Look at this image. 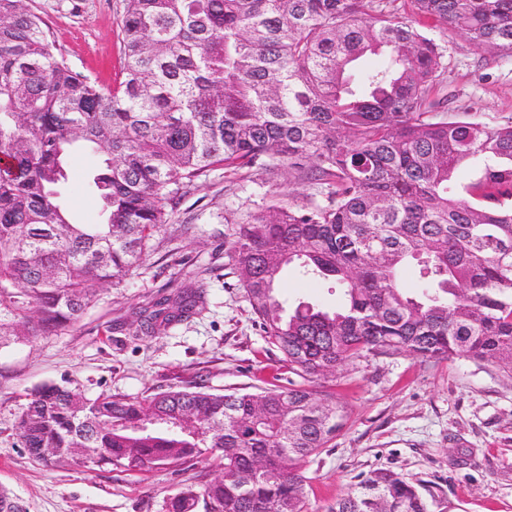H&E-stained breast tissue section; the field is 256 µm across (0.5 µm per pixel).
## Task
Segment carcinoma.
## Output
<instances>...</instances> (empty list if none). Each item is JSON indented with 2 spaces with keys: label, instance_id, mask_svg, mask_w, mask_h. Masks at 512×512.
<instances>
[{
  "label": "carcinoma",
  "instance_id": "1",
  "mask_svg": "<svg viewBox=\"0 0 512 512\" xmlns=\"http://www.w3.org/2000/svg\"><path fill=\"white\" fill-rule=\"evenodd\" d=\"M125 0L122 76L111 87L55 53L27 0H0V346L77 322L134 273L153 233L211 172L300 171L324 202L262 206L225 238L268 343L303 380L254 392L199 384L86 397L71 381L26 395L16 430L38 461L86 455L130 474L204 453L220 472L163 512H309L305 464L349 408L318 381L349 361L464 355L512 374V116L434 111L443 53L433 23L512 57V0ZM386 58L357 75L356 62ZM79 144L103 153L92 182L103 224L59 204ZM332 277V310L276 295L285 269ZM419 267L433 292L400 281ZM162 297L136 340L203 310ZM0 512H25L0 488ZM326 512H431L400 474L373 470Z\"/></svg>",
  "mask_w": 512,
  "mask_h": 512
}]
</instances>
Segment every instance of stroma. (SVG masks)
<instances>
[{
	"label": "stroma",
	"mask_w": 512,
	"mask_h": 512,
	"mask_svg": "<svg viewBox=\"0 0 512 512\" xmlns=\"http://www.w3.org/2000/svg\"><path fill=\"white\" fill-rule=\"evenodd\" d=\"M28 6L72 69L113 84L122 62L124 0H28ZM430 34L444 51L433 95L446 98L449 113L511 116L512 57L484 54L441 28ZM101 160L99 151L82 147L67 161L62 202L78 223L103 221L88 187ZM314 192L293 171L270 181L259 173L213 171L181 199L174 222L155 232L131 278L102 292L75 324L0 349V485L13 489L27 512H161L181 484L200 486L218 473L220 461L209 454L177 472L143 475L52 466L29 456L15 420L29 390L66 378L90 398L136 397L198 380L224 393L287 385V363L268 344L236 276L224 270V235L227 220L266 203L300 205ZM197 286L205 296L200 315L132 340L135 307ZM278 297L290 310L301 302L333 308L341 290L292 269ZM323 391L346 402L351 415L306 465L310 512H325L359 475L377 469L405 477L448 512H512V377L494 364L375 355L343 366Z\"/></svg>",
	"instance_id": "1"
}]
</instances>
